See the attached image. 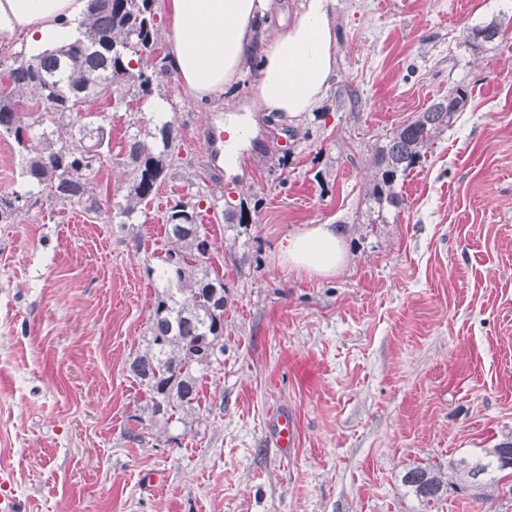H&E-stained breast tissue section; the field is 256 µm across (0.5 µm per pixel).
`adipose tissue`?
Listing matches in <instances>:
<instances>
[{
    "label": "adipose tissue",
    "instance_id": "ef3b65f1",
    "mask_svg": "<svg viewBox=\"0 0 512 512\" xmlns=\"http://www.w3.org/2000/svg\"><path fill=\"white\" fill-rule=\"evenodd\" d=\"M90 0H0V50L25 38L34 54L69 43ZM168 18L166 57L185 94L222 99L244 70L256 68L259 92L242 112L299 119L317 109L336 75L335 0H302L301 15L274 29V0H157ZM346 255L341 228L314 224L279 248L282 263L308 274H336Z\"/></svg>",
    "mask_w": 512,
    "mask_h": 512
}]
</instances>
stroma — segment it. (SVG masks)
Returning a JSON list of instances; mask_svg holds the SVG:
<instances>
[{"mask_svg": "<svg viewBox=\"0 0 512 512\" xmlns=\"http://www.w3.org/2000/svg\"><path fill=\"white\" fill-rule=\"evenodd\" d=\"M336 77L300 122L252 113L238 173L205 147V110L171 74L144 100L97 99L112 151L87 199L19 204L0 224V499L15 512H512V480L458 485L433 510L401 477L512 442V0H336ZM508 24L493 45L466 33ZM466 110L406 177L394 223L362 199L371 148L456 86ZM178 160L128 224L129 135L159 119ZM199 202L224 276V353L203 415L151 423L128 371L168 247L165 216ZM341 227L330 277L278 244ZM296 420L277 448L272 420Z\"/></svg>", "mask_w": 512, "mask_h": 512, "instance_id": "35a3bbf8", "label": "stroma"}]
</instances>
